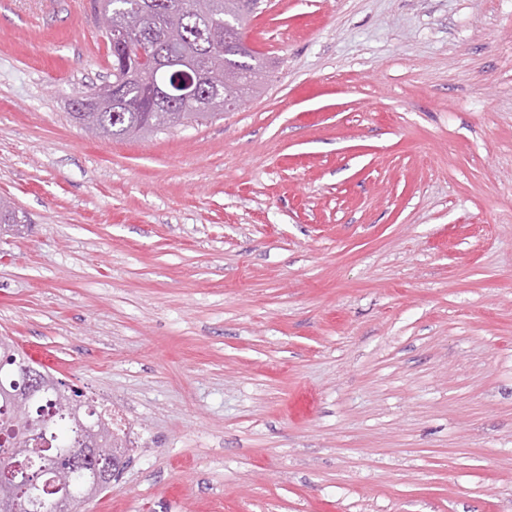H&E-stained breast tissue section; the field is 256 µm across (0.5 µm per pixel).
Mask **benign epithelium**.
<instances>
[{
    "instance_id": "benign-epithelium-1",
    "label": "benign epithelium",
    "mask_w": 512,
    "mask_h": 512,
    "mask_svg": "<svg viewBox=\"0 0 512 512\" xmlns=\"http://www.w3.org/2000/svg\"><path fill=\"white\" fill-rule=\"evenodd\" d=\"M27 441L33 447L16 448L0 438L8 455L15 459L14 464L0 469V512H37L36 506L43 504L49 494L54 496L59 512H78V505L87 499V494L49 480L39 486L33 480V473L49 472L57 459L55 455L43 453L50 445L44 428L29 425ZM68 457L75 469L87 472L93 488L99 489L109 481L114 463L100 464L88 441L78 440L68 451Z\"/></svg>"
}]
</instances>
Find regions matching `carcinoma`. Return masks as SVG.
<instances>
[{
    "label": "carcinoma",
    "mask_w": 512,
    "mask_h": 512,
    "mask_svg": "<svg viewBox=\"0 0 512 512\" xmlns=\"http://www.w3.org/2000/svg\"><path fill=\"white\" fill-rule=\"evenodd\" d=\"M260 0H94V11L112 15V25L132 33H149L157 49L175 57L192 56L197 47L205 48L203 63L224 72V84L201 81L199 96L212 100L209 109H199L196 102L172 98L164 104L154 96V85L164 84L172 91L183 83L187 74L176 67L154 69L134 50L120 43H110L112 80L120 81L117 94L110 89L90 88V102L69 117L79 126H97L112 139L137 138L161 130L204 125L224 115V102L247 99L257 93L260 81L253 79L264 73L265 65L247 44V25ZM25 219L13 205L0 199V232L14 230ZM32 361L20 350L11 355L0 351V384L10 386L21 381L24 367ZM53 395H43L29 404L31 419L47 428L52 447H66L62 421L53 415L58 400L81 398V418L93 426V443L126 460V447L112 434V426L84 400L82 392L71 388L51 372L38 365ZM9 439L25 436V422L14 420L12 405L0 398V435Z\"/></svg>",
    "instance_id": "obj_1"
}]
</instances>
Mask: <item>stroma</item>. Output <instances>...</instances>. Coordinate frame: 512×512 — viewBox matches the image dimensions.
<instances>
[{"mask_svg": "<svg viewBox=\"0 0 512 512\" xmlns=\"http://www.w3.org/2000/svg\"><path fill=\"white\" fill-rule=\"evenodd\" d=\"M83 3L0 6V337L139 435L82 512H512V0H267L132 140Z\"/></svg>", "mask_w": 512, "mask_h": 512, "instance_id": "stroma-1", "label": "stroma"}]
</instances>
